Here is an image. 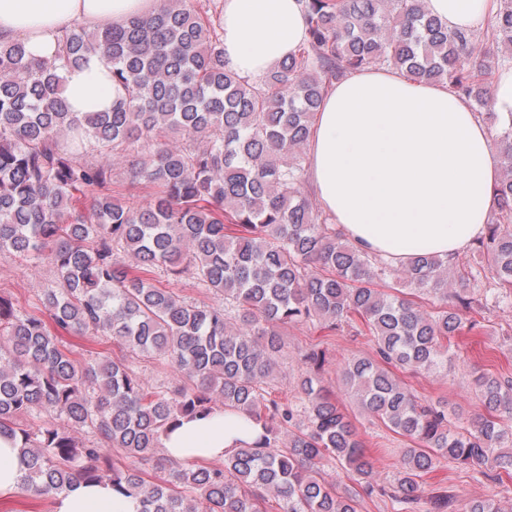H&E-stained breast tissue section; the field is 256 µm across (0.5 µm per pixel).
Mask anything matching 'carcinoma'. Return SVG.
Here are the masks:
<instances>
[{"label": "carcinoma", "mask_w": 512, "mask_h": 512, "mask_svg": "<svg viewBox=\"0 0 512 512\" xmlns=\"http://www.w3.org/2000/svg\"><path fill=\"white\" fill-rule=\"evenodd\" d=\"M198 0H164L120 27L64 31L51 61L0 40V252L48 264L43 308L0 295V434L19 443L20 489L50 499L109 482L139 512H359L380 495L393 512H454L424 476L446 461L512 473V376L472 380L485 413L464 422L416 397L401 374L448 366L478 327L512 306V119L497 136L494 216L477 261L420 255L398 266L359 250L309 199L305 150L327 87L376 66L448 84L484 114L488 77L512 63V0L494 39L450 31L426 0H302L307 36L263 78L224 65L221 24ZM91 52L112 61L125 96L110 112H70L63 70ZM151 151L132 178L147 203L114 196L111 158ZM221 297L188 301L159 275ZM312 325L372 337L341 368L364 414L406 442L389 486L373 483L364 441L323 385L324 349L296 353L292 399L276 395L284 330ZM98 336L120 354L76 357L65 336ZM175 369L145 382L143 359ZM241 415L262 434L220 466L179 464L161 438L187 417ZM360 479L340 493L325 465Z\"/></svg>", "instance_id": "cac0c4a2"}]
</instances>
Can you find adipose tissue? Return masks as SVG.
Returning a JSON list of instances; mask_svg holds the SVG:
<instances>
[{"mask_svg": "<svg viewBox=\"0 0 512 512\" xmlns=\"http://www.w3.org/2000/svg\"><path fill=\"white\" fill-rule=\"evenodd\" d=\"M497 0H428L452 30L482 29ZM161 0H0V37L25 42L50 61L62 33L125 24L154 13ZM224 61L257 80L302 44L301 0H223ZM124 95L112 64L92 54L64 73L72 112H108ZM496 128L447 84L419 82L395 69L348 74L326 91L311 130L309 178L322 209L359 249L401 263L421 254L459 255L481 236L492 207L501 157ZM256 426L221 411L182 421L162 439L182 462L220 459L253 441ZM111 485L79 484L55 494L53 512H137Z\"/></svg>", "mask_w": 512, "mask_h": 512, "instance_id": "obj_1", "label": "adipose tissue"}]
</instances>
